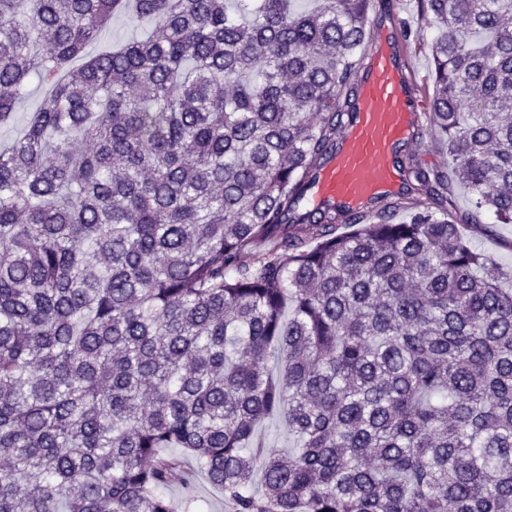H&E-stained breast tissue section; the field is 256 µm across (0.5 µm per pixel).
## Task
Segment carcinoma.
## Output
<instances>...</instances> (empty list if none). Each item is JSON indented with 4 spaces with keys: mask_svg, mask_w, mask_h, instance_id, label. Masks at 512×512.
Listing matches in <instances>:
<instances>
[{
    "mask_svg": "<svg viewBox=\"0 0 512 512\" xmlns=\"http://www.w3.org/2000/svg\"><path fill=\"white\" fill-rule=\"evenodd\" d=\"M389 4L0 0V126L45 91L0 147V512H176L187 458L227 512H512L509 272L460 228L512 223V0H418L405 221L303 207ZM142 33V27L135 19L130 17L113 18L102 32L99 41L90 48V52L97 53L112 44L140 38ZM43 104V93L36 89L20 102L16 111L15 119L10 127H0V142L17 136L23 129L30 112H34Z\"/></svg>",
    "mask_w": 512,
    "mask_h": 512,
    "instance_id": "cac0c4a2",
    "label": "carcinoma"
}]
</instances>
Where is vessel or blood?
<instances>
[{
  "mask_svg": "<svg viewBox=\"0 0 512 512\" xmlns=\"http://www.w3.org/2000/svg\"><path fill=\"white\" fill-rule=\"evenodd\" d=\"M355 117L346 125L334 156L318 171L315 202L351 208L397 183L393 164L396 147L410 133L417 114V85L392 49L381 47L356 75Z\"/></svg>",
  "mask_w": 512,
  "mask_h": 512,
  "instance_id": "b4317fda",
  "label": "vessel or blood"
}]
</instances>
